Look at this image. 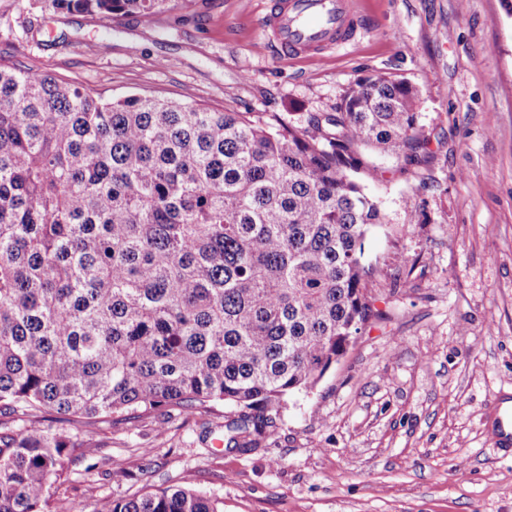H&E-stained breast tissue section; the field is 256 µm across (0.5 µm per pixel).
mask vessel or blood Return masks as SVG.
Instances as JSON below:
<instances>
[{
  "instance_id": "b4317fda",
  "label": "vessel or blood",
  "mask_w": 512,
  "mask_h": 512,
  "mask_svg": "<svg viewBox=\"0 0 512 512\" xmlns=\"http://www.w3.org/2000/svg\"><path fill=\"white\" fill-rule=\"evenodd\" d=\"M270 11L259 22L274 51L282 56L320 53L351 40L367 22L354 0H270ZM494 444L512 449V407L500 408Z\"/></svg>"
}]
</instances>
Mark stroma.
Wrapping results in <instances>:
<instances>
[{"label":"stroma","instance_id":"stroma-1","mask_svg":"<svg viewBox=\"0 0 512 512\" xmlns=\"http://www.w3.org/2000/svg\"><path fill=\"white\" fill-rule=\"evenodd\" d=\"M268 0H190L151 22L54 0H0V59L93 95L152 94L307 127L359 77L419 91V164L370 155L382 223L371 321L314 391L288 397L274 434L219 449L235 410L84 419L98 443L50 491L86 512L189 478L224 512H512V453L489 402L512 393V17L500 0H357L369 26L318 54L276 56ZM414 259V267L397 255Z\"/></svg>","mask_w":512,"mask_h":512}]
</instances>
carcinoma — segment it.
<instances>
[{
	"label": "carcinoma",
	"instance_id": "carcinoma-1",
	"mask_svg": "<svg viewBox=\"0 0 512 512\" xmlns=\"http://www.w3.org/2000/svg\"><path fill=\"white\" fill-rule=\"evenodd\" d=\"M177 1L54 0L144 18ZM418 101L358 78L301 129L0 64V512H48L95 454L63 423L228 404L236 443L315 389L373 315L363 151L418 161ZM93 512L223 502L186 480Z\"/></svg>",
	"mask_w": 512,
	"mask_h": 512
}]
</instances>
